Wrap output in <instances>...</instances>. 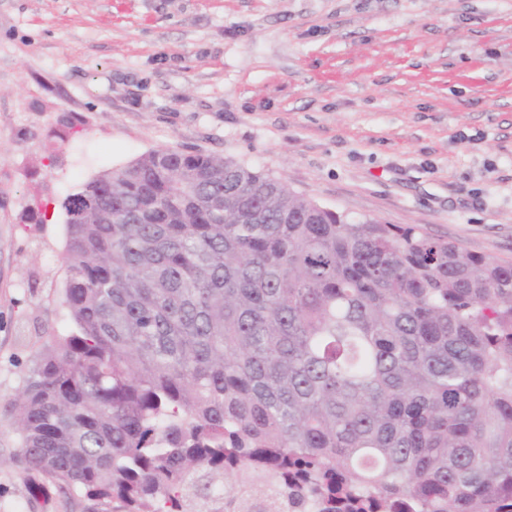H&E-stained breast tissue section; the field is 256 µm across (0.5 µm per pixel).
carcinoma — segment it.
I'll list each match as a JSON object with an SVG mask.
<instances>
[{
  "instance_id": "cac0c4a2",
  "label": "carcinoma",
  "mask_w": 512,
  "mask_h": 512,
  "mask_svg": "<svg viewBox=\"0 0 512 512\" xmlns=\"http://www.w3.org/2000/svg\"><path fill=\"white\" fill-rule=\"evenodd\" d=\"M11 402L92 512H512V263L152 150L63 204Z\"/></svg>"
}]
</instances>
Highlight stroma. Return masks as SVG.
Here are the masks:
<instances>
[{
    "label": "stroma",
    "mask_w": 512,
    "mask_h": 512,
    "mask_svg": "<svg viewBox=\"0 0 512 512\" xmlns=\"http://www.w3.org/2000/svg\"><path fill=\"white\" fill-rule=\"evenodd\" d=\"M159 148L512 263V0H0V512L11 398L69 320L65 198Z\"/></svg>",
    "instance_id": "35a3bbf8"
}]
</instances>
